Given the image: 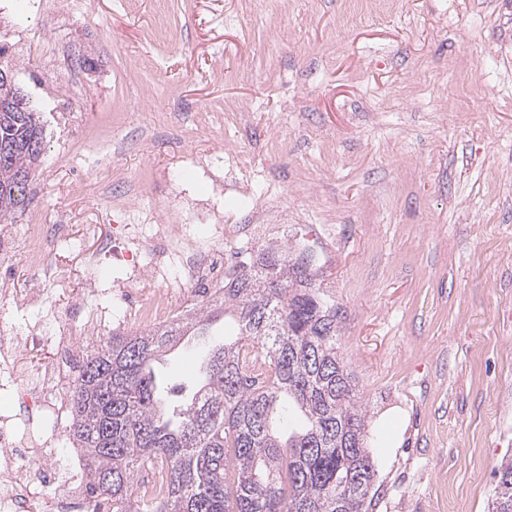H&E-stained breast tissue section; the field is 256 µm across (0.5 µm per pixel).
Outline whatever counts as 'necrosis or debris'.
<instances>
[{"label": "necrosis or debris", "mask_w": 512, "mask_h": 512, "mask_svg": "<svg viewBox=\"0 0 512 512\" xmlns=\"http://www.w3.org/2000/svg\"><path fill=\"white\" fill-rule=\"evenodd\" d=\"M151 254V262L139 267L138 272L145 279L161 283L162 288L133 307V316L139 321L169 314L176 294L174 286L167 283L170 265H178L183 280L192 284L224 278L220 249L202 250L179 224L156 225ZM58 323L54 336L32 328L24 335L0 338V375L19 384V415L29 421L46 415L58 419L65 416L69 397L63 388L75 372L78 339L96 335L103 319L88 309L80 324L66 317L59 318ZM47 346L53 350L51 363L33 370L20 367L19 351L34 352ZM84 485L83 476L74 466L58 461L52 440L35 443L15 429L9 415L0 416V512H89Z\"/></svg>", "instance_id": "1"}]
</instances>
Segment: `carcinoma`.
I'll return each instance as SVG.
<instances>
[{"label":"carcinoma","mask_w":512,"mask_h":512,"mask_svg":"<svg viewBox=\"0 0 512 512\" xmlns=\"http://www.w3.org/2000/svg\"><path fill=\"white\" fill-rule=\"evenodd\" d=\"M42 115L0 114V221L25 207L44 150ZM224 285L172 322L115 333L79 366L69 400L86 488L107 512H373L368 422L336 347L340 309L320 293L314 255L286 241L230 255ZM236 339L205 350L207 383L177 388L152 363L221 314ZM492 512H512V457L496 468ZM112 476V487L102 485Z\"/></svg>","instance_id":"cac0c4a2"}]
</instances>
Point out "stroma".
<instances>
[{
  "instance_id": "obj_1",
  "label": "stroma",
  "mask_w": 512,
  "mask_h": 512,
  "mask_svg": "<svg viewBox=\"0 0 512 512\" xmlns=\"http://www.w3.org/2000/svg\"><path fill=\"white\" fill-rule=\"evenodd\" d=\"M6 0L17 84L47 153L0 279V337L92 300L140 331L151 288L105 244L154 225L205 239L191 204L224 176L238 225L284 224L320 257L338 352L367 412L374 512H488L512 456V0ZM73 53L49 61L39 42ZM211 170V171H212Z\"/></svg>"
}]
</instances>
